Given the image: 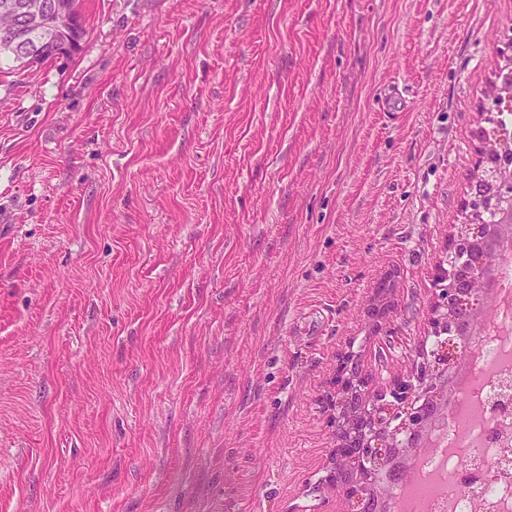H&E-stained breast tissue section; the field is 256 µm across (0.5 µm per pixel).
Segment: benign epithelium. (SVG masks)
Instances as JSON below:
<instances>
[{"label":"benign epithelium","mask_w":512,"mask_h":512,"mask_svg":"<svg viewBox=\"0 0 512 512\" xmlns=\"http://www.w3.org/2000/svg\"><path fill=\"white\" fill-rule=\"evenodd\" d=\"M0 11L13 22L0 26V47L7 48L23 68L34 49L21 35V21L52 13L56 30L76 23L65 0L7 2ZM512 132L495 138L479 135V165L469 181L463 204L464 221L454 225L444 252L433 268V298L427 310L428 334L419 344L410 370L386 382H376L364 366L362 354L348 349L336 356L330 391L324 399L333 436L321 488L336 496L339 512H371L369 504L387 485L382 476L393 454L416 447L432 421L434 395L447 393L463 355V348L483 318L477 300L494 288L488 269L498 255L497 242L512 234ZM391 279L374 286L370 310L374 331L390 336V308L382 296L392 292Z\"/></svg>","instance_id":"1"}]
</instances>
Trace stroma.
I'll return each instance as SVG.
<instances>
[{
	"mask_svg": "<svg viewBox=\"0 0 512 512\" xmlns=\"http://www.w3.org/2000/svg\"><path fill=\"white\" fill-rule=\"evenodd\" d=\"M79 8L0 64V512H336V355L410 366L512 0ZM391 282L390 278L383 277L375 283V303L373 304L374 307L370 310L371 316L373 317L374 331L379 334L383 333L384 336H391L395 333L394 328L390 325V304L387 307L385 303H381L383 299H380L384 294L391 295Z\"/></svg>",
	"mask_w": 512,
	"mask_h": 512,
	"instance_id": "35a3bbf8",
	"label": "stroma"
}]
</instances>
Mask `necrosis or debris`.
<instances>
[{"label":"necrosis or debris","instance_id":"1","mask_svg":"<svg viewBox=\"0 0 512 512\" xmlns=\"http://www.w3.org/2000/svg\"><path fill=\"white\" fill-rule=\"evenodd\" d=\"M498 303L493 331L464 354L468 376L448 406L443 427L433 430L412 469L417 480L449 482L468 464L477 479L471 490L421 501L417 512H512V263L498 269ZM466 421H459L460 411Z\"/></svg>","mask_w":512,"mask_h":512}]
</instances>
